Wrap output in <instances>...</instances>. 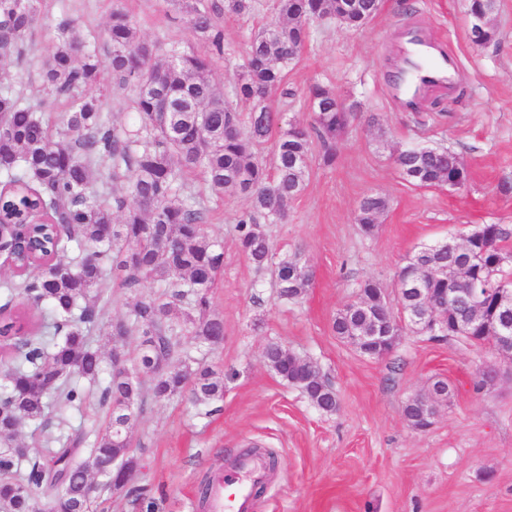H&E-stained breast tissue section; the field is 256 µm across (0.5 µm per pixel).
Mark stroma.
<instances>
[{
  "label": "stroma",
  "instance_id": "1",
  "mask_svg": "<svg viewBox=\"0 0 512 512\" xmlns=\"http://www.w3.org/2000/svg\"><path fill=\"white\" fill-rule=\"evenodd\" d=\"M272 4L255 0L244 17L216 15L224 54L213 57L211 75L221 92H230ZM116 8L158 52L209 51L177 0H41L28 61L0 63V86L20 91L45 115L64 111V100L42 91L41 61L63 26L108 55L105 29ZM466 9V0H383L358 31L312 23L283 88L270 95L272 109L306 124L308 90L321 83L376 116L386 132L381 142L376 127L354 124L332 166L312 152L305 190L286 220L266 227L276 258L299 252L314 270L303 299L281 298L271 269L255 268L238 251L236 225L248 201L216 197L201 176L189 177L208 235L224 245L223 274L211 292L212 308L224 318V342L192 355L223 372L224 397L210 415L185 396L152 402L131 435L141 462L132 486L102 494L95 512H202L199 483L253 445L278 461L254 512H512V361L461 338L410 333L388 357L370 359L332 331L337 310L361 283L394 289L419 246L461 239L483 224L512 227V192L500 190L512 184V0H497L494 38L482 46L471 40ZM416 26L451 54L455 72L446 87L411 107L392 77L402 69L401 34ZM417 143L458 152L469 171L466 185L417 189L402 180L390 154ZM369 193L385 196L389 206L367 237L355 212ZM271 343L317 365L338 395L335 413L318 410L266 366L263 352ZM487 369L498 371V379L475 388L476 373ZM438 376L456 392L428 431H416L403 406ZM142 484L151 485L149 497H137Z\"/></svg>",
  "mask_w": 512,
  "mask_h": 512
}]
</instances>
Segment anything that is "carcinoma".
<instances>
[{
  "instance_id": "carcinoma-1",
  "label": "carcinoma",
  "mask_w": 512,
  "mask_h": 512,
  "mask_svg": "<svg viewBox=\"0 0 512 512\" xmlns=\"http://www.w3.org/2000/svg\"><path fill=\"white\" fill-rule=\"evenodd\" d=\"M357 2L360 8L348 12V0H275V17L252 37L230 100L212 83L211 58L175 49L157 56L119 8L108 23L107 58L62 33L43 59V90L69 102L54 122L25 105L12 88L0 87V183L15 187L0 209L19 222L37 207L54 221L31 228L42 251L14 267L21 282L7 281L3 288L7 298L20 297L26 311L0 306V344L14 351L0 385V512H93L81 496L86 482L114 459L133 470L140 467L127 452L130 436L118 426L125 409L132 408L140 419L150 399L187 392L193 405L203 407L223 399L224 376L185 350L187 343L211 347L224 335V319L211 309V290L224 269V247L205 231L199 202L184 192V180L198 171L214 194L246 198L250 210L236 225L237 249L258 269L272 263L264 223L285 219L305 189L308 167L296 164V158L309 157L314 133L324 165H334L337 142L358 113L338 111L336 93L323 84L309 89L308 98L320 103L309 127L286 119L264 101L283 86L289 48L305 47L310 23L341 15L345 27L360 29L377 15L369 0ZM185 9L196 37L222 55L224 32L214 21L215 12L246 16L254 3L224 0L220 7L195 0ZM39 13L40 0H0V62L25 63L26 42ZM106 71L118 84L134 86V122L110 123L100 112L99 99L87 94L103 83ZM270 139V158L261 160L257 151ZM390 157L402 179L416 188L468 181L460 154L444 146L413 144ZM105 159L112 163V180L123 182V193L112 194L110 202L88 192ZM387 207L380 194L361 198L356 221L365 235L377 231ZM511 236L501 224L483 225L470 234L465 277L450 271L425 283L434 304L448 306L458 322L472 325L463 336L472 343L494 348L498 323H512V313L480 321L465 301L474 286L483 289L489 302L499 285L512 286ZM294 266H306L301 255L276 265V286L288 299L303 297L309 287L304 281L295 288L282 283L281 273ZM413 276L405 265L392 292L374 281L362 285L368 293L389 298L378 311L397 336L411 331L397 311L410 305L403 288ZM112 280L131 292L150 281L162 292L135 300L125 317L111 320ZM183 302L190 311L173 315ZM32 312L40 315L34 324L28 319ZM345 312L337 311L332 320L338 336L352 326L371 324L365 312L348 317ZM103 326L115 343L133 334L144 338L133 356L112 349L111 360L122 358L133 376L107 370L104 356L93 347ZM264 358L318 409L336 411V391L320 370L311 381L300 382L279 343L268 344ZM138 372L144 377H134ZM403 414L409 424H418L427 416L426 404L407 403ZM36 421L42 455L22 462L3 450L17 442L24 424ZM48 484L55 491L43 501L33 489Z\"/></svg>"
}]
</instances>
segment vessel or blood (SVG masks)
I'll list each match as a JSON object with an SVG mask.
<instances>
[{"instance_id": "1", "label": "vessel or blood", "mask_w": 512, "mask_h": 512, "mask_svg": "<svg viewBox=\"0 0 512 512\" xmlns=\"http://www.w3.org/2000/svg\"><path fill=\"white\" fill-rule=\"evenodd\" d=\"M408 56L425 54L428 66L409 69L412 88L421 92L447 84L452 64L446 54L438 50L420 31H409L402 45ZM268 482V474L262 457L243 455L225 470L223 477L215 482L209 494V512H254L255 493Z\"/></svg>"}]
</instances>
